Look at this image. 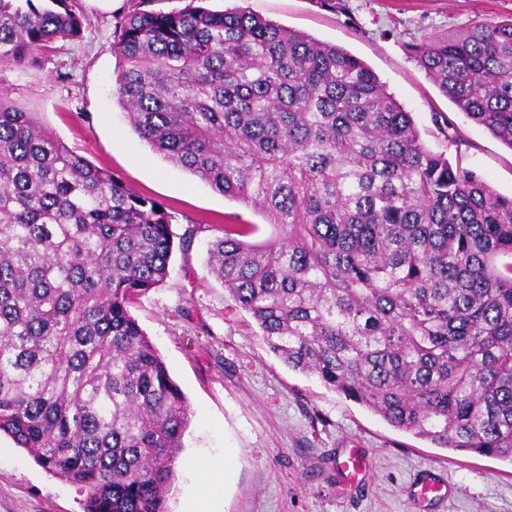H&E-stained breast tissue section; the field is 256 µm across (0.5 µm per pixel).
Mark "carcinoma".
Wrapping results in <instances>:
<instances>
[{
  "mask_svg": "<svg viewBox=\"0 0 512 512\" xmlns=\"http://www.w3.org/2000/svg\"><path fill=\"white\" fill-rule=\"evenodd\" d=\"M138 0L116 96L139 137L261 214L212 271L288 368L438 448L512 463V197L420 139L342 47L245 7ZM73 0H0V66L82 37ZM512 149V21L411 46ZM173 216L0 93V433L83 512H168L191 415L129 311L165 282Z\"/></svg>",
  "mask_w": 512,
  "mask_h": 512,
  "instance_id": "carcinoma-1",
  "label": "carcinoma"
}]
</instances>
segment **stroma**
<instances>
[{
  "label": "stroma",
  "mask_w": 512,
  "mask_h": 512,
  "mask_svg": "<svg viewBox=\"0 0 512 512\" xmlns=\"http://www.w3.org/2000/svg\"><path fill=\"white\" fill-rule=\"evenodd\" d=\"M240 4L364 61L412 113L432 151H447L439 125L453 121L462 165L512 195V149L459 112L410 53L436 34L512 20V0H205L213 10ZM74 5L85 18L82 37L61 43L41 67L0 66V89L68 147L174 216L168 277L130 307L192 412L170 512H206L197 497L203 463L212 466L218 512H412L408 491L427 469L452 493L421 512H512V463L398 430L268 350L255 321L207 265L219 226L259 224L262 216L163 159L131 127L112 94L122 66L113 51L115 25L131 0H116L108 12L90 0ZM195 224L199 233L182 245ZM346 448L364 449L370 460L369 474L348 489L337 470ZM82 500L75 486L0 436V512H82Z\"/></svg>",
  "instance_id": "stroma-1"
}]
</instances>
